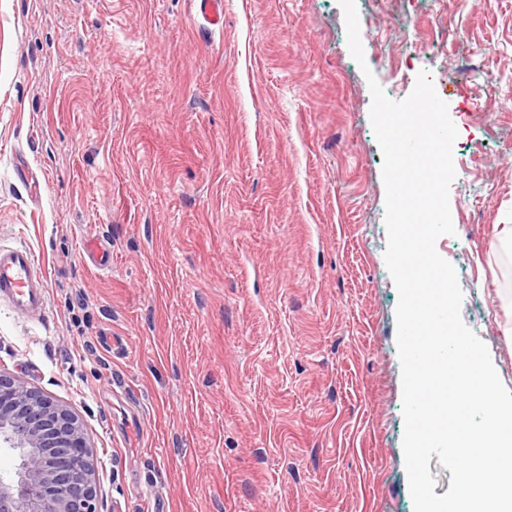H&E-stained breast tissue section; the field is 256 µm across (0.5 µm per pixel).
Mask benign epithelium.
<instances>
[{
    "instance_id": "obj_1",
    "label": "benign epithelium",
    "mask_w": 512,
    "mask_h": 512,
    "mask_svg": "<svg viewBox=\"0 0 512 512\" xmlns=\"http://www.w3.org/2000/svg\"><path fill=\"white\" fill-rule=\"evenodd\" d=\"M18 454L0 478V512H98L91 448L63 404L0 372V444Z\"/></svg>"
}]
</instances>
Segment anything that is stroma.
Instances as JSON below:
<instances>
[{
	"label": "stroma",
	"mask_w": 512,
	"mask_h": 512,
	"mask_svg": "<svg viewBox=\"0 0 512 512\" xmlns=\"http://www.w3.org/2000/svg\"><path fill=\"white\" fill-rule=\"evenodd\" d=\"M0 0V371L69 408L103 512H414L367 74L458 129L438 253L512 390V0ZM103 240L102 271L84 242ZM198 13L203 21L211 27H223L224 1L223 0H196ZM22 319L41 317L47 310L45 271L26 245H0V304Z\"/></svg>",
	"instance_id": "stroma-1"
}]
</instances>
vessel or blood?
Masks as SVG:
<instances>
[{"mask_svg":"<svg viewBox=\"0 0 512 512\" xmlns=\"http://www.w3.org/2000/svg\"><path fill=\"white\" fill-rule=\"evenodd\" d=\"M198 13L211 27H222L224 0H196ZM20 318L43 316L48 306L45 271L28 246L0 245V304Z\"/></svg>","mask_w":512,"mask_h":512,"instance_id":"b4317fda","label":"vessel or blood"}]
</instances>
